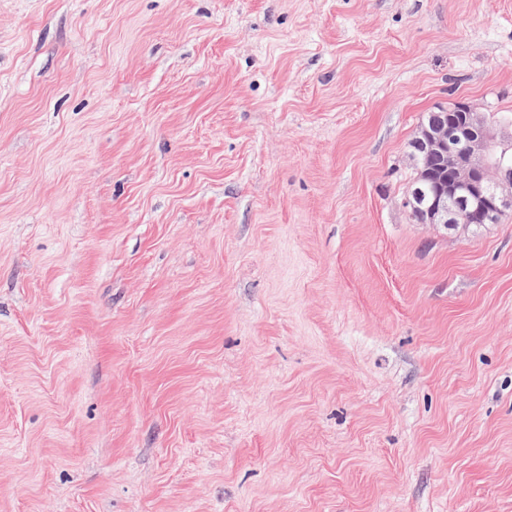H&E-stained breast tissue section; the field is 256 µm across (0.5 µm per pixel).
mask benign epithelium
I'll return each instance as SVG.
<instances>
[{"label":"benign epithelium","mask_w":512,"mask_h":512,"mask_svg":"<svg viewBox=\"0 0 512 512\" xmlns=\"http://www.w3.org/2000/svg\"><path fill=\"white\" fill-rule=\"evenodd\" d=\"M417 177L404 199L420 224H494L512 210V135L463 99L421 122L411 142Z\"/></svg>","instance_id":"7a95c632"}]
</instances>
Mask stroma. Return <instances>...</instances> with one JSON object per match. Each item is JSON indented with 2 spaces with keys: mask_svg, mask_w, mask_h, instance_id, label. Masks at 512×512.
<instances>
[{
  "mask_svg": "<svg viewBox=\"0 0 512 512\" xmlns=\"http://www.w3.org/2000/svg\"><path fill=\"white\" fill-rule=\"evenodd\" d=\"M512 0H0V512H512V211L404 205Z\"/></svg>",
  "mask_w": 512,
  "mask_h": 512,
  "instance_id": "35a3bbf8",
  "label": "stroma"
}]
</instances>
